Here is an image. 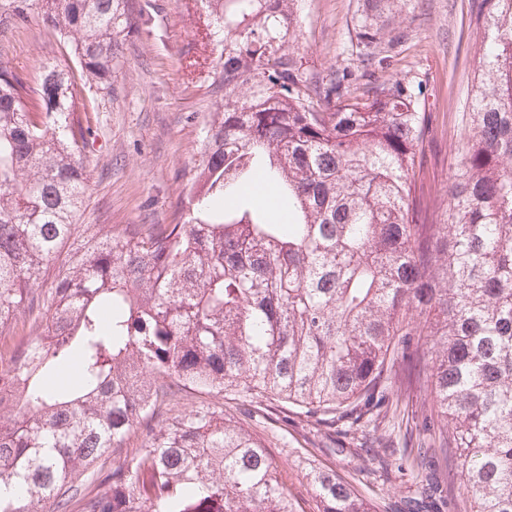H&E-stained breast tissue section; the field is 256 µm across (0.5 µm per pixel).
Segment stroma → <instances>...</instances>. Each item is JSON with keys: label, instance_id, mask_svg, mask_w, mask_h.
Segmentation results:
<instances>
[{"label": "stroma", "instance_id": "stroma-1", "mask_svg": "<svg viewBox=\"0 0 512 512\" xmlns=\"http://www.w3.org/2000/svg\"><path fill=\"white\" fill-rule=\"evenodd\" d=\"M475 0H413V22L392 66L375 69L382 81L399 73L422 80L428 116L419 169L431 188L430 214L447 208L454 163L470 126L472 81L482 29L473 20ZM365 0H295L294 45L301 68L325 84L351 61L354 24ZM206 0H122L114 21L118 42L112 63V94L90 115L98 149L88 161L86 224H166L180 205L185 174L194 166L204 123L224 101V40L204 42ZM0 63L17 72L30 99H38L44 68L75 66L69 47L38 13L19 29L0 35ZM408 357L386 364L390 400L399 404V428L380 426L360 447L343 448V435L324 428L305 433L297 409L272 403L286 421L288 440L272 449L280 478L298 512H316L307 485L311 468L330 469L351 482L371 512H404L408 477L396 461L381 465L379 443L415 430L433 405L429 388L412 404L400 399L418 374Z\"/></svg>", "mask_w": 512, "mask_h": 512}]
</instances>
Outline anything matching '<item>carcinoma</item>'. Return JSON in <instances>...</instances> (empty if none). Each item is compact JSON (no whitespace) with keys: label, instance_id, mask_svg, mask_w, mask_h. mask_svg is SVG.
I'll list each match as a JSON object with an SVG mask.
<instances>
[{"label":"carcinoma","instance_id":"1","mask_svg":"<svg viewBox=\"0 0 512 512\" xmlns=\"http://www.w3.org/2000/svg\"><path fill=\"white\" fill-rule=\"evenodd\" d=\"M80 74L54 66L29 111L0 66V512H297L266 445L182 393L263 396L330 427L386 419L373 408L387 356L432 338L425 383L438 438L400 450L421 512L448 491V459L473 512H512V0H478L484 29L471 127L449 187L450 218L421 221L416 157L425 88L404 74L318 86L300 73L294 0H235L253 23L224 22V104L212 112L169 224H83L89 141L83 89L112 95L119 0H39ZM355 25L364 71L390 65L412 0H367ZM13 0L0 32L26 20ZM272 182L288 223L251 210ZM50 287H45V283ZM25 333L16 335L20 312ZM74 363L69 394L49 375ZM132 432L138 449L125 456ZM112 467H106L107 460ZM317 512H369L330 470L309 476Z\"/></svg>","mask_w":512,"mask_h":512}]
</instances>
